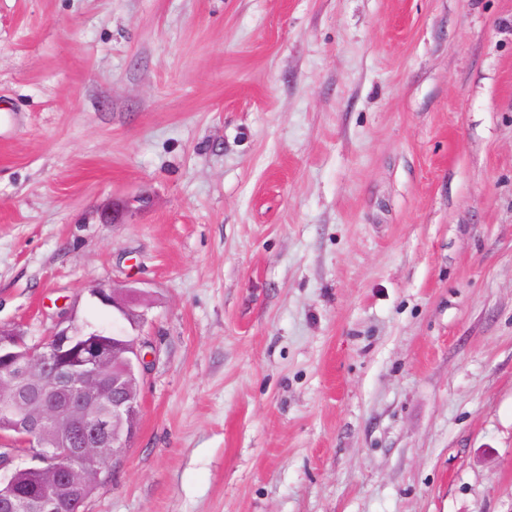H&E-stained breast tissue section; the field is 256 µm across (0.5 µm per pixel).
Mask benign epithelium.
<instances>
[{
	"label": "benign epithelium",
	"instance_id": "benign-epithelium-1",
	"mask_svg": "<svg viewBox=\"0 0 512 512\" xmlns=\"http://www.w3.org/2000/svg\"><path fill=\"white\" fill-rule=\"evenodd\" d=\"M134 198L120 208L98 209L102 224H116L136 210ZM118 319L144 321L135 306L141 292L98 287L90 291ZM80 336L65 315L55 330L29 347L0 328V500L12 512H65L69 500L93 489L110 471V455L136 435L139 377L148 365L146 342L137 336L112 340ZM37 462L45 490L22 493L13 483L15 450Z\"/></svg>",
	"mask_w": 512,
	"mask_h": 512
}]
</instances>
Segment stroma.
<instances>
[{
  "label": "stroma",
  "instance_id": "obj_1",
  "mask_svg": "<svg viewBox=\"0 0 512 512\" xmlns=\"http://www.w3.org/2000/svg\"><path fill=\"white\" fill-rule=\"evenodd\" d=\"M96 286L82 512H512V0H0V325ZM93 296L100 303L111 306L112 314L116 316V320L125 319L130 324L137 326L144 321V314L138 312L135 306L139 304L141 292L136 289L129 288H115L107 289L105 287L93 288L90 291Z\"/></svg>",
  "mask_w": 512,
  "mask_h": 512
}]
</instances>
